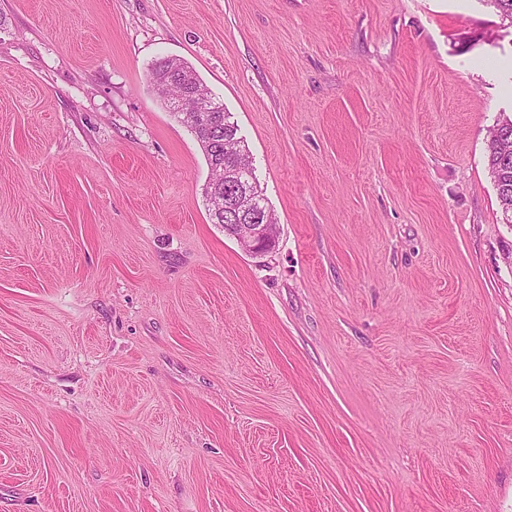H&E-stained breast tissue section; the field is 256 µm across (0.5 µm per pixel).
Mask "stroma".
<instances>
[{
	"label": "stroma",
	"instance_id": "35a3bbf8",
	"mask_svg": "<svg viewBox=\"0 0 512 512\" xmlns=\"http://www.w3.org/2000/svg\"><path fill=\"white\" fill-rule=\"evenodd\" d=\"M278 221L245 253L150 75ZM485 0H0V512H512ZM151 78L155 85H168L173 82L184 83L185 79H189L191 87H198L209 93L197 75L196 71H194V69L186 62L181 61L180 59L162 58L157 60L152 68ZM208 97H211L210 93ZM162 98L169 112H171L179 122L189 128L190 132L194 135L210 168V181H212V170L214 168L222 166L224 167L225 165L230 169L236 163V160L232 155H227L224 159V137L238 140L237 144L242 149L247 150V146L245 145L243 139L238 137V128L236 124L233 123V125L228 129H226V127L224 128V114L227 112L224 109L223 103H220L211 97L210 102L207 105L208 110L210 111L209 113L218 122L210 131L212 144L209 149L205 144H203L204 140L201 139L200 133L195 130L194 126H192L188 121H184L183 116L179 115L176 106L168 99L164 97Z\"/></svg>",
	"mask_w": 512,
	"mask_h": 512
}]
</instances>
